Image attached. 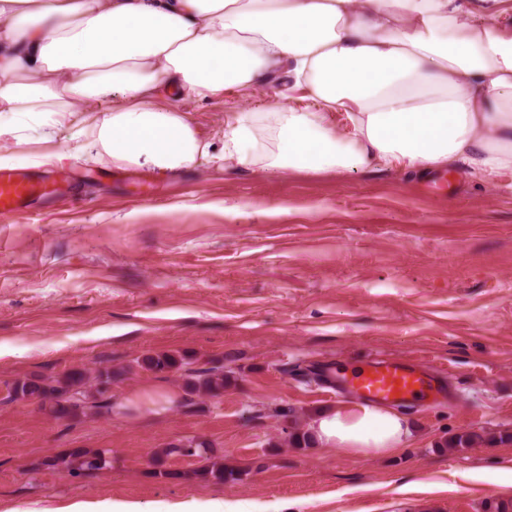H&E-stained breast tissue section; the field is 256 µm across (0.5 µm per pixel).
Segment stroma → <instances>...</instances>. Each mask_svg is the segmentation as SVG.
Wrapping results in <instances>:
<instances>
[{
	"label": "stroma",
	"instance_id": "35a3bbf8",
	"mask_svg": "<svg viewBox=\"0 0 512 512\" xmlns=\"http://www.w3.org/2000/svg\"><path fill=\"white\" fill-rule=\"evenodd\" d=\"M279 84L188 101L202 137L242 111L272 123ZM75 188L45 212L0 220V506L164 500L213 512H483L512 500V176L464 165L421 178L200 163L173 180L76 156ZM185 352L230 371L220 395L189 397L180 374L136 365ZM413 359L448 378V396L401 412L414 437L393 457L295 448L283 419L336 402L305 367ZM84 368L124 372L127 410L59 420L6 383ZM148 386L170 401L130 403ZM491 435L462 451L441 441ZM199 439L237 480L197 478L202 459L155 452ZM74 448L110 467L74 478L44 468Z\"/></svg>",
	"mask_w": 512,
	"mask_h": 512
}]
</instances>
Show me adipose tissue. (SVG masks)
Masks as SVG:
<instances>
[{
    "instance_id": "obj_1",
    "label": "adipose tissue",
    "mask_w": 512,
    "mask_h": 512,
    "mask_svg": "<svg viewBox=\"0 0 512 512\" xmlns=\"http://www.w3.org/2000/svg\"><path fill=\"white\" fill-rule=\"evenodd\" d=\"M285 76L312 108L201 138L180 104ZM345 119L337 132L332 113ZM175 178L200 162L282 170L512 174V0H0V163L32 137ZM311 445L387 456L391 408L316 411Z\"/></svg>"
}]
</instances>
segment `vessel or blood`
I'll return each instance as SVG.
<instances>
[{
  "label": "vessel or blood",
  "instance_id": "vessel-or-blood-1",
  "mask_svg": "<svg viewBox=\"0 0 512 512\" xmlns=\"http://www.w3.org/2000/svg\"><path fill=\"white\" fill-rule=\"evenodd\" d=\"M59 188L50 168L0 169V217L29 213ZM328 380L337 391L379 405L432 401L446 392L432 371L409 361L373 358L330 368Z\"/></svg>",
  "mask_w": 512,
  "mask_h": 512
}]
</instances>
